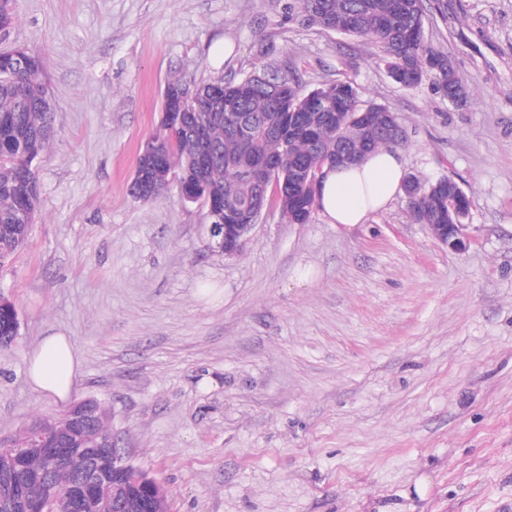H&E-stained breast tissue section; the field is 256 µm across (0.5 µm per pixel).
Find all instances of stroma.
I'll return each mask as SVG.
<instances>
[{"label":"stroma","instance_id":"35a3bbf8","mask_svg":"<svg viewBox=\"0 0 512 512\" xmlns=\"http://www.w3.org/2000/svg\"><path fill=\"white\" fill-rule=\"evenodd\" d=\"M291 3L16 0L9 40L44 56L55 123L29 241L0 267L20 321L0 439L62 411L27 378L61 332L76 399L101 402L169 512H512V0L426 2L461 103L430 77L396 83L374 45ZM290 72L396 112L407 174L469 195V245L400 194L350 227L262 215L227 257L178 186L130 196L168 81Z\"/></svg>","mask_w":512,"mask_h":512}]
</instances>
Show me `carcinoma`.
Wrapping results in <instances>:
<instances>
[{
  "label": "carcinoma",
  "mask_w": 512,
  "mask_h": 512,
  "mask_svg": "<svg viewBox=\"0 0 512 512\" xmlns=\"http://www.w3.org/2000/svg\"><path fill=\"white\" fill-rule=\"evenodd\" d=\"M297 13L328 31H335L372 43L390 77L404 86H413L431 75L441 88L449 89L448 98L461 101L467 90L460 80L454 61L428 45L423 38L424 0H294ZM43 57L32 52L20 70L0 68V118L12 115L14 123L6 129L0 122V266L8 263L27 243L41 198V185L33 162L41 159L54 136L53 108L43 104L50 98L44 80ZM282 83L284 99L277 102L264 88L254 84V76L240 79L222 77L187 87L178 81L166 89L189 99V108L174 119H163L148 142L156 145L160 178L169 175L182 181L185 188L201 189L235 212H244L252 200L254 188L240 170L273 159L281 170L268 180L265 204L279 210L289 224H307L317 208L316 199L304 184L288 188L292 163L312 166L336 156L341 142L356 154L379 147L396 148L406 137L385 134L396 116L387 107L361 100L362 92L348 80L336 79L307 90L295 75L273 77ZM219 91L224 98L240 101V111L252 119L254 131L247 139L228 132L224 120L212 117L210 108L197 98L203 88ZM318 91L331 97L330 111L323 114L308 109L309 98ZM289 112L307 116V130L281 138L277 129ZM414 195L407 198L410 216L416 224H462L471 201L448 193V178L421 181L409 177ZM15 305L0 308V336H11ZM68 410L52 420L39 419L26 427L13 442L27 441L32 431L54 436L68 427ZM124 474L138 472L140 481L127 484L125 493L134 507L126 512H168L163 486L148 472L126 462ZM85 468L83 455L73 451L52 476L51 483L38 479L44 469L41 457L26 458L25 495L30 500L49 490L64 493Z\"/></svg>",
  "instance_id": "cac0c4a2"
}]
</instances>
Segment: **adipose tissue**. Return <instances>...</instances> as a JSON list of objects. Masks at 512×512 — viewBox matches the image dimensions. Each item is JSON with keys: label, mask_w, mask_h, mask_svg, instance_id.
Segmentation results:
<instances>
[{"label": "adipose tissue", "mask_w": 512, "mask_h": 512, "mask_svg": "<svg viewBox=\"0 0 512 512\" xmlns=\"http://www.w3.org/2000/svg\"><path fill=\"white\" fill-rule=\"evenodd\" d=\"M405 176L401 155L390 149L367 154L352 165L327 172L317 196L319 211L332 224H362L383 210L400 192ZM30 382L58 401L69 402L76 390L77 364L67 336L55 332L42 338L34 353Z\"/></svg>", "instance_id": "adipose-tissue-1"}]
</instances>
